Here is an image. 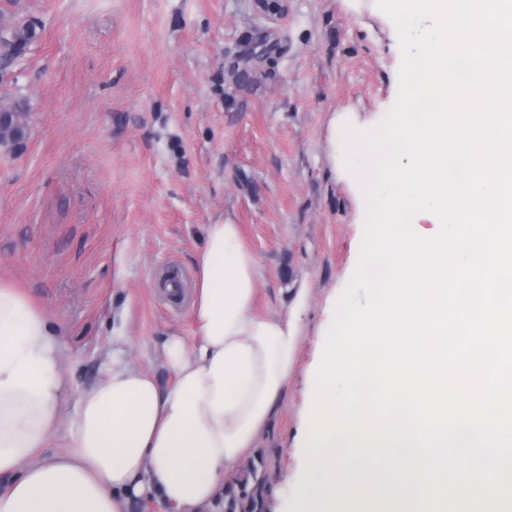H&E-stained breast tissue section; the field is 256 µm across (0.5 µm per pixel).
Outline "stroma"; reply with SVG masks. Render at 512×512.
I'll return each mask as SVG.
<instances>
[{"label":"stroma","instance_id":"35a3bbf8","mask_svg":"<svg viewBox=\"0 0 512 512\" xmlns=\"http://www.w3.org/2000/svg\"><path fill=\"white\" fill-rule=\"evenodd\" d=\"M36 39L0 81L25 99L28 137L0 146V282L23 288L63 348L67 407L112 357L163 374L166 336L192 333L205 229L239 225L258 261L256 308L308 302L288 385L243 459L261 460L269 512H295L313 380L363 237L364 195L335 168L330 129L378 126L396 102L401 50L376 0H0ZM277 44L239 63L247 42Z\"/></svg>","mask_w":512,"mask_h":512}]
</instances>
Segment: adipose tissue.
<instances>
[{
  "instance_id": "ef3b65f1",
  "label": "adipose tissue",
  "mask_w": 512,
  "mask_h": 512,
  "mask_svg": "<svg viewBox=\"0 0 512 512\" xmlns=\"http://www.w3.org/2000/svg\"><path fill=\"white\" fill-rule=\"evenodd\" d=\"M257 261L236 224H211L191 337L167 336L166 380L116 361L66 414L62 347L42 309L0 282V512H212L224 475L267 427L294 367L292 313L257 314ZM69 453H53L59 436Z\"/></svg>"
}]
</instances>
